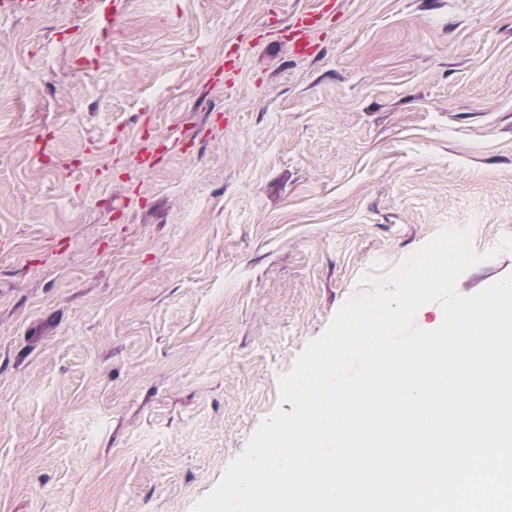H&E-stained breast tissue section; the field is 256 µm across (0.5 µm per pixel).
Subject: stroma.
I'll list each match as a JSON object with an SVG mask.
<instances>
[{"mask_svg": "<svg viewBox=\"0 0 512 512\" xmlns=\"http://www.w3.org/2000/svg\"><path fill=\"white\" fill-rule=\"evenodd\" d=\"M316 5L0 12V512H193L372 279L447 228L460 295L512 273V0H339L292 56ZM318 3V11L299 13L291 25L290 33L294 42V50L297 54L312 50L311 32L330 14L336 13L337 0H319Z\"/></svg>", "mask_w": 512, "mask_h": 512, "instance_id": "stroma-1", "label": "stroma"}]
</instances>
